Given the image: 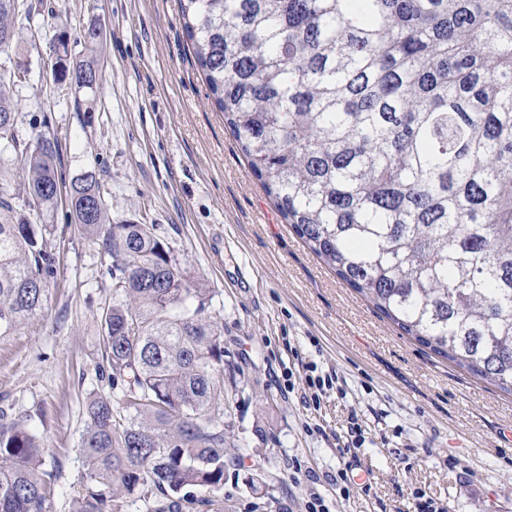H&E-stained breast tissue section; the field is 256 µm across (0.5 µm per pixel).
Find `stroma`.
Listing matches in <instances>:
<instances>
[{"mask_svg":"<svg viewBox=\"0 0 512 512\" xmlns=\"http://www.w3.org/2000/svg\"><path fill=\"white\" fill-rule=\"evenodd\" d=\"M92 23L103 32L98 84L46 81L54 36L67 31L83 55ZM15 27L0 92L20 141L54 134L65 178L95 172L113 221L154 225L224 326L227 419L249 453L224 474L226 512H310L314 501L319 512H415L422 491L447 512H512V393L402 335L285 224L214 105L178 0H44ZM18 67L26 81H9ZM55 224L48 301L0 336V411L40 440L52 486L44 512H74L85 406L107 389L97 314L112 278L66 205ZM310 364L335 376L315 404L303 399ZM343 448L355 451L346 495ZM256 469L262 494L248 483Z\"/></svg>","mask_w":512,"mask_h":512,"instance_id":"1","label":"stroma"}]
</instances>
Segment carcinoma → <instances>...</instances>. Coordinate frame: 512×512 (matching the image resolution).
Listing matches in <instances>:
<instances>
[{"mask_svg": "<svg viewBox=\"0 0 512 512\" xmlns=\"http://www.w3.org/2000/svg\"><path fill=\"white\" fill-rule=\"evenodd\" d=\"M192 54L249 168L324 264L405 335L512 392V0H179ZM34 0H0V53ZM56 37L55 83L93 89L95 57ZM0 95V335L42 311L57 273L49 218L111 259L100 332L110 392L86 407V494L75 512L213 506L245 449L227 448L224 328L153 225L114 224L88 172L65 182L59 143L15 136ZM25 424H0V512H42L50 485ZM105 485L106 494L95 489Z\"/></svg>", "mask_w": 512, "mask_h": 512, "instance_id": "obj_1", "label": "carcinoma"}]
</instances>
